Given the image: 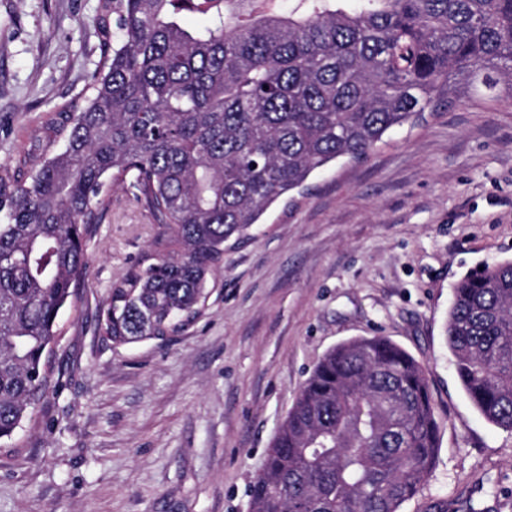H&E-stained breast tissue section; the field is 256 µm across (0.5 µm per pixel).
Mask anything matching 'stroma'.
Here are the masks:
<instances>
[{
  "label": "stroma",
  "instance_id": "1",
  "mask_svg": "<svg viewBox=\"0 0 512 512\" xmlns=\"http://www.w3.org/2000/svg\"><path fill=\"white\" fill-rule=\"evenodd\" d=\"M98 0H0V161L40 159L41 122L98 60ZM481 79L449 108L339 160L276 201L201 315L164 341L98 333L115 280L160 231L126 187L86 243L61 315L55 386L0 452V512H249L266 451L316 364L383 336L426 369L439 452L401 512H512V432L462 390L444 324L454 285L512 261V86Z\"/></svg>",
  "mask_w": 512,
  "mask_h": 512
}]
</instances>
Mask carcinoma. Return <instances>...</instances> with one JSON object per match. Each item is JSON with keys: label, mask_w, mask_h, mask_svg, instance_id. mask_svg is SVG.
Returning <instances> with one entry per match:
<instances>
[{"label": "carcinoma", "mask_w": 512, "mask_h": 512, "mask_svg": "<svg viewBox=\"0 0 512 512\" xmlns=\"http://www.w3.org/2000/svg\"><path fill=\"white\" fill-rule=\"evenodd\" d=\"M99 0V59L43 125V157L0 162V440L52 387L46 351L84 273L88 227L123 183L166 228L112 284L99 334L164 341L200 314L224 254L344 158L363 161L459 84L512 62V0ZM187 12L203 17L183 23ZM460 385L512 431V261L453 288ZM425 370L384 336L329 350L250 488V512H399L438 451Z\"/></svg>", "instance_id": "1"}]
</instances>
